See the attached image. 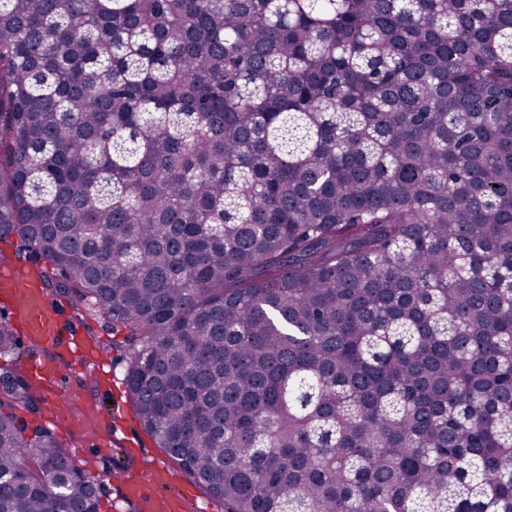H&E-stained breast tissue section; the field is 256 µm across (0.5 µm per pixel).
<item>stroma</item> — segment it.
<instances>
[{
    "label": "stroma",
    "mask_w": 512,
    "mask_h": 512,
    "mask_svg": "<svg viewBox=\"0 0 512 512\" xmlns=\"http://www.w3.org/2000/svg\"><path fill=\"white\" fill-rule=\"evenodd\" d=\"M89 350L84 364L61 365L66 390L64 408L54 404L56 390L40 386L39 423L47 426L80 465L100 484V512H151L153 500L178 492L185 512L207 508L224 512L221 500L213 498L164 449L158 448L141 425L125 385L124 351L113 347L112 333L103 327L82 332ZM167 470L165 487L145 485L142 496H130L125 485L111 475L142 474L146 463Z\"/></svg>",
    "instance_id": "1"
}]
</instances>
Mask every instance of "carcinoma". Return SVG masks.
I'll return each instance as SVG.
<instances>
[{
  "label": "carcinoma",
  "instance_id": "cac0c4a2",
  "mask_svg": "<svg viewBox=\"0 0 512 512\" xmlns=\"http://www.w3.org/2000/svg\"><path fill=\"white\" fill-rule=\"evenodd\" d=\"M13 236L224 512H512V0H0ZM19 402L0 512H99Z\"/></svg>",
  "mask_w": 512,
  "mask_h": 512
}]
</instances>
